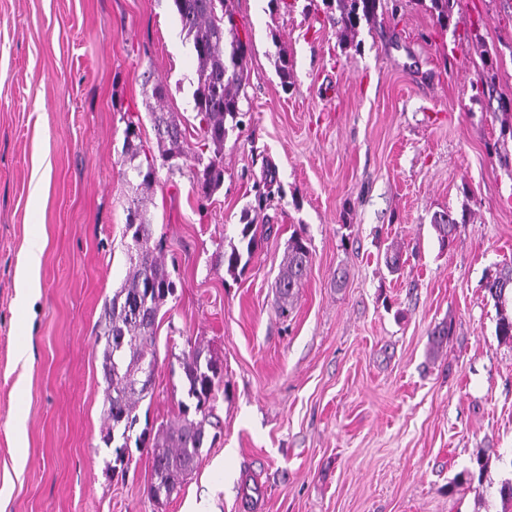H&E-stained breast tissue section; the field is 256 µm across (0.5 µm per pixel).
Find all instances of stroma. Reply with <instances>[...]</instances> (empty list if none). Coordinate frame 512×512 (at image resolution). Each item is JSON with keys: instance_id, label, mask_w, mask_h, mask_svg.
I'll return each instance as SVG.
<instances>
[{"instance_id": "obj_1", "label": "stroma", "mask_w": 512, "mask_h": 512, "mask_svg": "<svg viewBox=\"0 0 512 512\" xmlns=\"http://www.w3.org/2000/svg\"><path fill=\"white\" fill-rule=\"evenodd\" d=\"M451 6L443 28L430 0H379L348 40L336 0H231L242 124L204 198L185 163L140 188L125 154L133 119L158 149V83L202 144L172 0H0V512H512V343L484 288L512 265V0ZM135 197L175 283L138 428L178 415L184 351L223 373L217 438L160 504L151 449L129 439L116 476L102 441L98 323L128 274ZM442 211L466 219L445 248ZM246 212L259 242L231 272ZM296 232L311 262L283 315ZM479 456L482 476L453 487Z\"/></svg>"}]
</instances>
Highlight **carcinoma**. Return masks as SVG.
I'll return each mask as SVG.
<instances>
[{"label":"carcinoma","instance_id":"cac0c4a2","mask_svg":"<svg viewBox=\"0 0 512 512\" xmlns=\"http://www.w3.org/2000/svg\"><path fill=\"white\" fill-rule=\"evenodd\" d=\"M338 23L346 32H355L361 21L373 20L379 0H336ZM182 31L192 42L197 57L194 109L201 116L204 140L213 147L207 162L196 158L197 152L187 149L180 124L169 112H151L161 146L156 157L130 139L125 154L130 169L141 179L140 186L150 188L156 173L157 159L169 162L182 157L194 160L192 178L196 190L210 196L224 183L222 151L228 123H237L239 91L246 80L247 46L240 39L228 0H173ZM242 248L233 247L224 253V264L233 272L255 247L252 234L254 220L249 213L241 216ZM433 227L439 243L447 246L454 239L459 222L449 212L434 218ZM126 234L132 272L113 294L104 315L101 338L104 339L103 369L108 391L104 414L108 426L103 435L105 445H114L115 433L122 444L115 445L116 460L123 461L129 432L137 422V403L147 396L142 367L154 345L157 314L167 298L174 294L175 284L163 267L155 248L151 247L152 229L139 204L129 208ZM311 255L306 240L299 233L291 236L284 270L275 281V292L281 312L295 296L307 275ZM485 289L498 302L512 295V266L502 268L486 279ZM183 371L188 383V396L196 400L194 415L183 407L176 425L168 427L153 443V475L151 498L159 502L177 491L192 472L200 449L207 440L209 423L223 375L216 362L201 361V352L190 349L183 354Z\"/></svg>","mask_w":512,"mask_h":512}]
</instances>
